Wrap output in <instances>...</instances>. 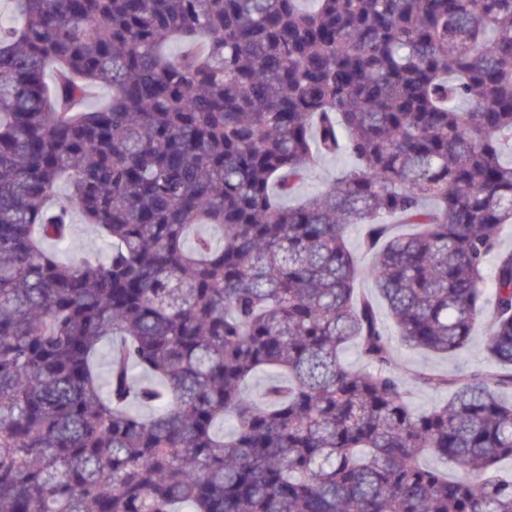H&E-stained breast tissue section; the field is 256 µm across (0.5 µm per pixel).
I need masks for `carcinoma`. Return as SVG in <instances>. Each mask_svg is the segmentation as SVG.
<instances>
[{
    "instance_id": "cac0c4a2",
    "label": "carcinoma",
    "mask_w": 512,
    "mask_h": 512,
    "mask_svg": "<svg viewBox=\"0 0 512 512\" xmlns=\"http://www.w3.org/2000/svg\"><path fill=\"white\" fill-rule=\"evenodd\" d=\"M317 2L14 0L0 512H512V0ZM339 153L331 184L281 204ZM76 215L105 257H60ZM485 311L494 367L414 372L451 391L415 410L393 344L454 354Z\"/></svg>"
}]
</instances>
